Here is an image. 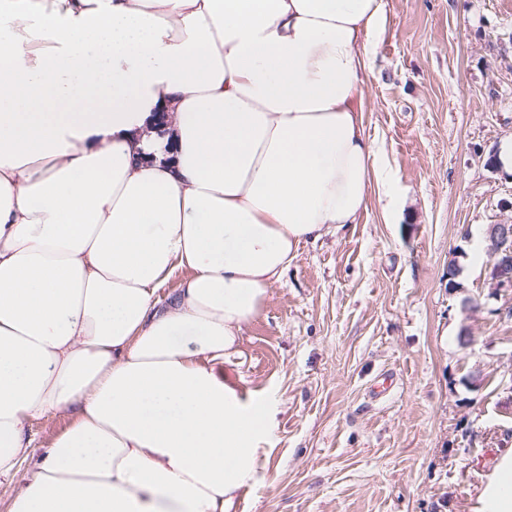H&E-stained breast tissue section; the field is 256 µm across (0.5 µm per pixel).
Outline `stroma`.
Returning a JSON list of instances; mask_svg holds the SVG:
<instances>
[{
    "label": "stroma",
    "instance_id": "1",
    "mask_svg": "<svg viewBox=\"0 0 512 512\" xmlns=\"http://www.w3.org/2000/svg\"><path fill=\"white\" fill-rule=\"evenodd\" d=\"M369 50L388 180L360 223L299 248L226 368L277 411L235 512H482L512 449V290L481 249L512 224L493 162L512 137V0H388Z\"/></svg>",
    "mask_w": 512,
    "mask_h": 512
}]
</instances>
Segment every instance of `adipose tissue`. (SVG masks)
<instances>
[{"label":"adipose tissue","mask_w":512,"mask_h":512,"mask_svg":"<svg viewBox=\"0 0 512 512\" xmlns=\"http://www.w3.org/2000/svg\"><path fill=\"white\" fill-rule=\"evenodd\" d=\"M387 20L386 0H0L8 512H233L277 422L223 367L300 245L369 206ZM67 413L32 451L29 423Z\"/></svg>","instance_id":"adipose-tissue-1"}]
</instances>
